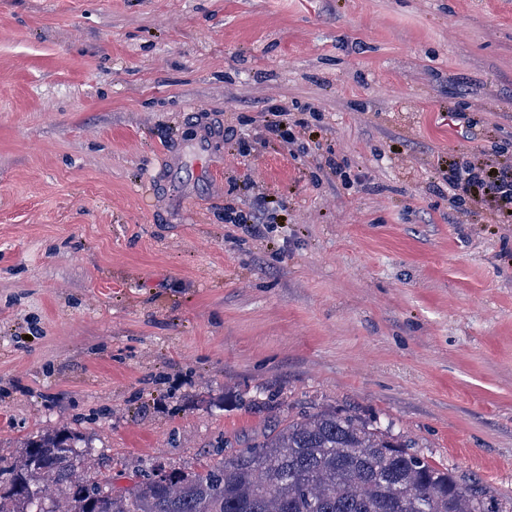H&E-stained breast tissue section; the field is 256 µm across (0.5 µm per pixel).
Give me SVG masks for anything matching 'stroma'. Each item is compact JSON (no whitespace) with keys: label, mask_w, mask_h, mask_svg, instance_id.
<instances>
[{"label":"stroma","mask_w":512,"mask_h":512,"mask_svg":"<svg viewBox=\"0 0 512 512\" xmlns=\"http://www.w3.org/2000/svg\"><path fill=\"white\" fill-rule=\"evenodd\" d=\"M448 158L512 164V0H0V456L120 490L328 406L512 499V223ZM290 115L285 107L273 106L267 112H262L259 122L267 134L289 143L294 140V133L288 117ZM281 123H284V128H280ZM283 208L281 205H275L273 202H266L262 207L252 210L234 211L229 209L224 215V220L228 224H254V232L262 235L264 230L270 229L274 224H281L279 212Z\"/></svg>","instance_id":"stroma-1"}]
</instances>
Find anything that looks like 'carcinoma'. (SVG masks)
Here are the masks:
<instances>
[{"instance_id":"cac0c4a2","label":"carcinoma","mask_w":512,"mask_h":512,"mask_svg":"<svg viewBox=\"0 0 512 512\" xmlns=\"http://www.w3.org/2000/svg\"><path fill=\"white\" fill-rule=\"evenodd\" d=\"M79 442L47 429L0 459V512H489L479 480L331 407L283 418L201 472L159 467L117 492L80 478Z\"/></svg>"}]
</instances>
